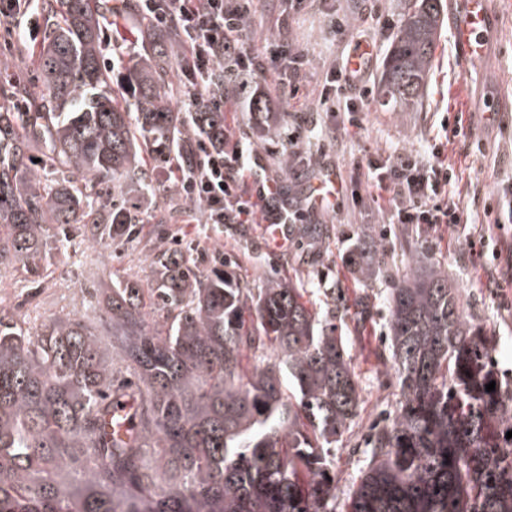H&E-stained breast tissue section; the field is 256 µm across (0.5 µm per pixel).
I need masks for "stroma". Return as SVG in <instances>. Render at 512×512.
Instances as JSON below:
<instances>
[{
  "label": "stroma",
  "mask_w": 512,
  "mask_h": 512,
  "mask_svg": "<svg viewBox=\"0 0 512 512\" xmlns=\"http://www.w3.org/2000/svg\"><path fill=\"white\" fill-rule=\"evenodd\" d=\"M457 0H442L444 24L426 95L416 109L384 104L380 74L392 35L400 21L404 0H258L247 43L262 52L267 41L284 36L306 48L310 64L306 88L317 96L327 74L339 69L358 46L373 45L375 59L366 74L368 97L351 91V104H365L362 122L344 124L339 112H314L308 100L286 99L273 76L255 81L268 101L282 137L261 136L245 113L226 115L231 139L253 144L266 177L288 187L292 204L303 203L314 185L349 175L353 163L368 155L430 158L442 146L443 159L453 176L448 199L470 216L466 224L387 225L390 206L376 189L363 193L359 206L345 205L340 214L315 211L294 225L287 248L275 243L261 224H228L223 233L204 223L198 205L183 197L166 198L131 191L127 201L136 212L139 236L90 245L74 238L49 260V275L33 288L22 272L0 271V304L17 309L31 325H39L60 311L99 313L101 289L112 282L135 277L150 282L152 270L145 253L158 244L182 251L200 270L208 258L223 253L243 287L258 290L275 272L296 280L315 301L335 300L336 324L344 336L362 398L350 429L336 447V512H346L347 500L365 469L371 448L370 428L392 419L401 406L397 374L385 359L387 308L385 295L409 269L414 255L447 269L463 295L466 314L490 336L495 372L512 385V0H491L496 15L486 32V54L480 67H471L457 48L454 27ZM346 14L348 32L333 39L331 15ZM43 34H30L26 18L0 20V70L20 74L30 65ZM502 97L509 112L500 120L484 121L489 100ZM461 118L472 134L451 136L447 124ZM301 131L295 166L283 171L275 156L283 139ZM493 213H485L486 202ZM365 256L361 266L347 263L352 244ZM501 283L492 292L488 279Z\"/></svg>",
  "instance_id": "stroma-1"
}]
</instances>
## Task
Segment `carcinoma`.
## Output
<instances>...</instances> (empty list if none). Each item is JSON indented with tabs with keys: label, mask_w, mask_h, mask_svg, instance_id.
Here are the masks:
<instances>
[{
	"label": "carcinoma",
	"mask_w": 512,
	"mask_h": 512,
	"mask_svg": "<svg viewBox=\"0 0 512 512\" xmlns=\"http://www.w3.org/2000/svg\"><path fill=\"white\" fill-rule=\"evenodd\" d=\"M442 11L441 0H411L402 14L381 72L396 107L422 102ZM39 14L40 91L18 80L0 106V269L19 267L34 288L46 278L39 260L73 233L135 236L128 189L179 194L195 145L169 109L176 34L118 60L136 86L132 112L112 97L101 49L120 26L110 6L40 0ZM224 89L269 122L251 84L226 75ZM191 122L224 141V113ZM141 140L157 164L177 161L172 176H147ZM150 264V287L133 278L105 291L102 330L75 312L37 327L0 308V512H331L330 457L362 402L336 310L309 307L307 289L276 275L254 295L221 259L204 273L161 247ZM386 306L404 402L372 434L348 512H512V389L459 289L416 257ZM120 401L123 437L106 430Z\"/></svg>",
	"instance_id": "1"
}]
</instances>
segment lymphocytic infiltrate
Listing matches in <instances>:
<instances>
[{
  "mask_svg": "<svg viewBox=\"0 0 512 512\" xmlns=\"http://www.w3.org/2000/svg\"><path fill=\"white\" fill-rule=\"evenodd\" d=\"M138 11L148 17L156 34H182L191 57L180 67L186 89L182 108L197 112L208 107L226 111L228 99L216 81L231 73L239 82L252 80L254 56L244 36L245 21L253 19L252 0H136ZM264 52L277 63L276 79L292 99L301 97L309 56L304 48L284 37L271 39ZM361 69L341 67L326 78L317 105L324 112L344 111L349 125L360 123L357 107H341L336 87L356 88ZM197 169L181 188L190 201L201 206L209 224H252L257 218L279 223L277 209L271 205L275 186L253 197L245 177L246 157L252 154L249 143L237 141L217 148L206 140L196 142ZM367 178L376 189L390 195L393 224H461L462 211L445 199L448 167L439 160H411L390 157L384 162L367 161Z\"/></svg>",
  "mask_w": 512,
  "mask_h": 512,
  "instance_id": "f902f5d3",
  "label": "lymphocytic infiltrate"
}]
</instances>
